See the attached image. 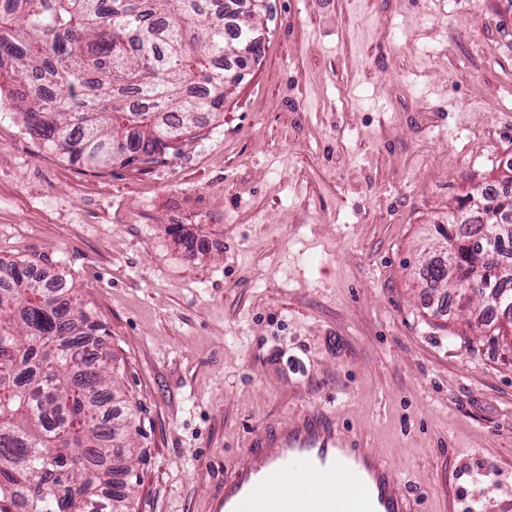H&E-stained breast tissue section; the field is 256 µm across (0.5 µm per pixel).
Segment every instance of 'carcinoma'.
Here are the masks:
<instances>
[{"label": "carcinoma", "mask_w": 512, "mask_h": 512, "mask_svg": "<svg viewBox=\"0 0 512 512\" xmlns=\"http://www.w3.org/2000/svg\"><path fill=\"white\" fill-rule=\"evenodd\" d=\"M222 0H4L0 79L26 128L88 170L154 165L166 136L204 128L224 107ZM497 217L432 225L443 256L419 277L455 288L461 307H512V193L480 196ZM0 261V512H131L127 444L112 402L103 326L60 300L63 278Z\"/></svg>", "instance_id": "obj_1"}]
</instances>
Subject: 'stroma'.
Segmentation results:
<instances>
[{"instance_id": "obj_1", "label": "stroma", "mask_w": 512, "mask_h": 512, "mask_svg": "<svg viewBox=\"0 0 512 512\" xmlns=\"http://www.w3.org/2000/svg\"><path fill=\"white\" fill-rule=\"evenodd\" d=\"M258 61L148 169L0 106V259L107 332L132 512H210L254 433L335 415L415 512H512V351L413 269L512 157V0H266Z\"/></svg>"}]
</instances>
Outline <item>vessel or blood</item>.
<instances>
[{
  "mask_svg": "<svg viewBox=\"0 0 512 512\" xmlns=\"http://www.w3.org/2000/svg\"><path fill=\"white\" fill-rule=\"evenodd\" d=\"M252 445L253 452L225 476L213 512H412L383 460L355 448L325 412L304 414L256 436ZM340 473L354 484L343 499L326 491ZM286 479L301 487V494L288 499L267 494V487Z\"/></svg>",
  "mask_w": 512,
  "mask_h": 512,
  "instance_id": "obj_1",
  "label": "vessel or blood"
}]
</instances>
